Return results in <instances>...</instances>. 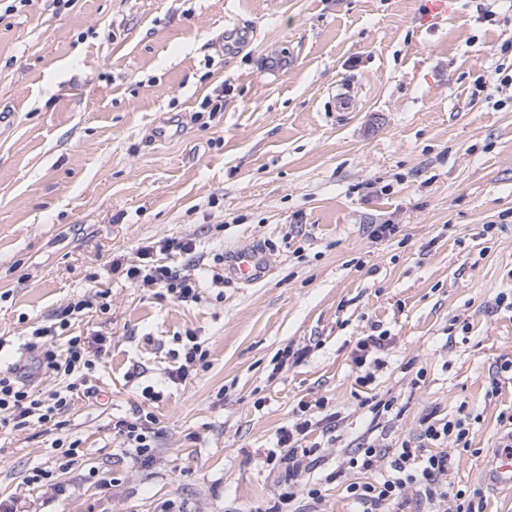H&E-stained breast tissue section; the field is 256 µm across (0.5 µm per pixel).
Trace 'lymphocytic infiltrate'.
<instances>
[{
  "mask_svg": "<svg viewBox=\"0 0 512 512\" xmlns=\"http://www.w3.org/2000/svg\"><path fill=\"white\" fill-rule=\"evenodd\" d=\"M141 264L123 267L113 261V270H125L127 278L141 288H163L181 302H194L199 298L194 278L182 274L175 266L155 259L152 247L140 251ZM89 300L81 299L63 310L57 325L33 330L27 348L32 355L29 365L0 372V429L23 428L38 421L50 422L69 406L67 392L54 391L38 394L33 390L31 378L34 371L48 369L68 378L82 379L85 372L93 370L100 358L82 337H71L64 352H57L50 343V336L67 330L72 319L90 308ZM339 420L334 412L323 413L319 418H299L292 425L280 429L277 445L281 450L280 463L288 473V489L279 494L273 505L257 508L256 512H289L300 501L319 505L318 489L308 485L302 472L309 467L314 449L303 441L312 428L322 433H332ZM157 419L152 412L136 409L132 415L117 424L118 434L125 447L137 456L149 457L153 450ZM469 434L466 418L437 419L425 416L418 435L402 440L396 445L371 441L359 448L348 460L350 469L363 473L360 481L349 483L346 492L357 507V512H390L407 489H415L429 506L428 512H441L449 497H456V512H475L471 497L465 490L448 491L450 471L449 444L463 445Z\"/></svg>",
  "mask_w": 512,
  "mask_h": 512,
  "instance_id": "lymphocytic-infiltrate-1",
  "label": "lymphocytic infiltrate"
}]
</instances>
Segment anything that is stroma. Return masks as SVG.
I'll list each match as a JSON object with an SVG mask.
<instances>
[{
    "mask_svg": "<svg viewBox=\"0 0 512 512\" xmlns=\"http://www.w3.org/2000/svg\"><path fill=\"white\" fill-rule=\"evenodd\" d=\"M422 5L31 0L0 17V370L92 289L110 304L54 339H106L68 410L0 432V512H254L285 487L267 459L277 432L319 400L339 415L331 441L308 437L323 512H352L360 442L462 411L455 485L512 512V488L484 479L512 434V380L495 394L489 379L512 360V311L495 306L512 294V84L479 90L512 73V0H453L438 20ZM344 81L358 93L336 117ZM216 98L223 111L204 110ZM375 224L399 231L376 240ZM164 239L195 243L170 262L199 302L111 272ZM253 244L266 279L213 283L214 257ZM375 323L386 345L357 365ZM191 339L208 367L172 384ZM373 397L391 411L373 417ZM138 405L157 418L147 461L115 429ZM36 468L48 477L29 483Z\"/></svg>",
    "mask_w": 512,
    "mask_h": 512,
    "instance_id": "1",
    "label": "stroma"
}]
</instances>
